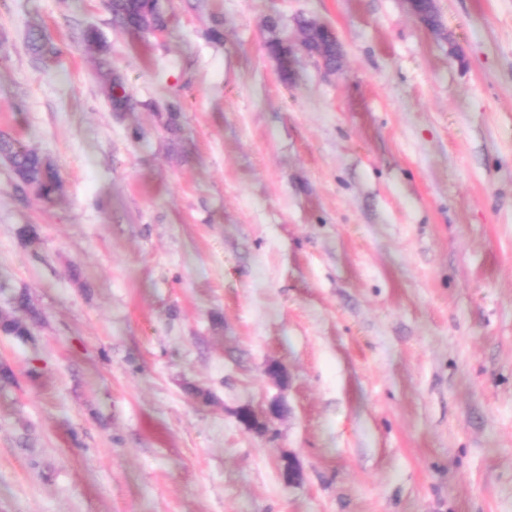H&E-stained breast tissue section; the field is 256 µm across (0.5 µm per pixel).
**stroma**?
<instances>
[{"instance_id": "35a3bbf8", "label": "stroma", "mask_w": 512, "mask_h": 512, "mask_svg": "<svg viewBox=\"0 0 512 512\" xmlns=\"http://www.w3.org/2000/svg\"><path fill=\"white\" fill-rule=\"evenodd\" d=\"M164 5L141 38L0 0V133L65 182L0 160L29 328L0 333V512H512V0H436L437 34L404 0ZM301 17L342 56L285 79L266 22ZM82 40L86 47L90 50L97 51L100 54V66L106 68V81L103 84V92L109 99L115 112H125L129 108V95L126 93L121 77L114 74L108 67L107 60L103 57L106 48L100 41L99 34L94 28H86L82 31ZM121 91V93L118 92ZM0 156L10 165L14 188L20 194L33 191L45 201L62 194L64 183L53 162L44 154L19 146L8 134L0 133Z\"/></svg>"}]
</instances>
